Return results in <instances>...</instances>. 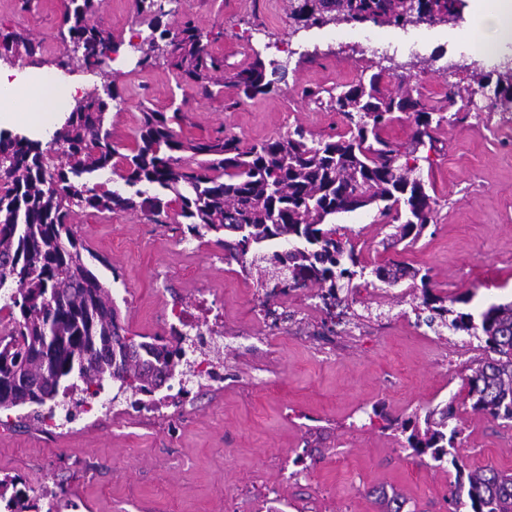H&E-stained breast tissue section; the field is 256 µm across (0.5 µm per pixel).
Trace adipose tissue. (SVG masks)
<instances>
[{
    "label": "adipose tissue",
    "mask_w": 512,
    "mask_h": 512,
    "mask_svg": "<svg viewBox=\"0 0 512 512\" xmlns=\"http://www.w3.org/2000/svg\"><path fill=\"white\" fill-rule=\"evenodd\" d=\"M512 41V0H483L476 6L467 36L470 55L483 56L490 45ZM54 69L21 67L0 60V130L42 139L72 109L89 87V79L71 77L63 101L53 99Z\"/></svg>",
    "instance_id": "adipose-tissue-1"
}]
</instances>
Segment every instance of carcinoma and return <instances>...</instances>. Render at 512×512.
<instances>
[{
    "label": "carcinoma",
    "mask_w": 512,
    "mask_h": 512,
    "mask_svg": "<svg viewBox=\"0 0 512 512\" xmlns=\"http://www.w3.org/2000/svg\"><path fill=\"white\" fill-rule=\"evenodd\" d=\"M137 10L167 15L162 0H136ZM298 22L331 20L358 25L391 26L410 22L420 10L444 22L461 16L465 0H419L406 12L401 0H288ZM99 0H63L58 40L66 53L95 69L112 60L121 44L93 21ZM137 46L138 65L150 63L164 41L171 65L184 84L202 97L224 85V58L204 44L186 21L173 29L149 26ZM40 43L18 33L0 32V57L35 53ZM386 69L340 86L331 97L343 128L326 139H309L297 126L288 135L247 148L239 136L220 128L194 138L184 134L185 113L147 109L142 112L133 145L122 153L106 127L107 114L119 98L109 82L93 85L67 113L46 143L0 132V281L11 292L0 304L7 322L0 333V411L53 407L76 389L89 397L118 384L136 396L159 390L158 375L169 379L192 372L185 337L174 344L155 337L137 340L121 325L110 289L86 265L84 245L70 225L74 209L136 211L150 219L168 215L177 205L182 234L201 239L209 234L224 250V261L262 286L285 268L295 288L334 296L338 282L370 271L379 282L409 281L418 306L446 330L482 336L492 355L471 368L466 378L472 409L504 424L512 423V301L490 304L477 313L457 312L448 299L433 294L429 270L386 259L367 265L354 247L336 237L329 221L373 204L392 227V244L413 245L433 221L437 201L420 175V162L436 150L432 124L447 116L428 107L403 78L380 84ZM478 87L496 80L492 107L512 109V69L476 74ZM246 98L272 91L266 63L259 57L232 77ZM405 114L413 122L408 145L393 141L387 129ZM108 169L135 192L124 196L102 184L89 185L84 175ZM453 407L428 412L424 425L401 426L414 455L446 461L456 470L448 498L450 512H512V472L492 466L469 468L456 452L457 427H449ZM13 480H0V499L8 512H41L40 501L27 504L21 491L8 493ZM382 512H402L406 501L395 491L378 496Z\"/></svg>",
    "instance_id": "carcinoma-1"
}]
</instances>
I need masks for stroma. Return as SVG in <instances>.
I'll list each match as a JSON object with an SVG mask.
<instances>
[{"mask_svg":"<svg viewBox=\"0 0 512 512\" xmlns=\"http://www.w3.org/2000/svg\"><path fill=\"white\" fill-rule=\"evenodd\" d=\"M62 0H0V31L40 41L30 67H56ZM121 42L123 64L105 67L121 104L108 121L112 138L131 144L143 107L182 108L185 134L224 128L250 145L302 126L313 138L336 133L341 118L304 89H329L369 76L377 59L336 24L301 28L286 0H175L161 27L192 21L232 75L254 58L277 63L273 92L241 97L224 85L213 97L182 86L165 58L137 64L127 46L132 31L147 32L149 15L134 0H101L97 14ZM466 23L386 27L395 40H414L417 57L402 55L392 72L406 76L425 103L448 84H472L464 49ZM300 54L285 58L287 45ZM493 88L477 95L465 120L432 132L439 151L423 177L438 205L424 236L401 250L377 206L357 210L342 224L362 261L401 259L429 269L433 293L460 299V311L512 301V135L490 110ZM73 224L96 260L91 267L109 286L129 333L168 334L172 301L190 308L224 303V331L247 327L249 339L221 350L224 383L192 388L164 415L136 413L125 399L111 415L81 413L64 430H47L22 410L0 413V479L16 477L39 489L63 485L68 512H380L375 493L396 490L406 512H448L456 473L430 457L414 456L396 423L453 404L461 431L459 455L472 466L512 469V426L474 411L465 380L485 355L466 333L436 335L403 286L375 277L348 285L353 331L344 336L264 338L254 321L255 288L238 264L203 239L182 243L169 225L137 212L83 211Z\"/></svg>","mask_w":512,"mask_h":512,"instance_id":"1","label":"stroma"}]
</instances>
